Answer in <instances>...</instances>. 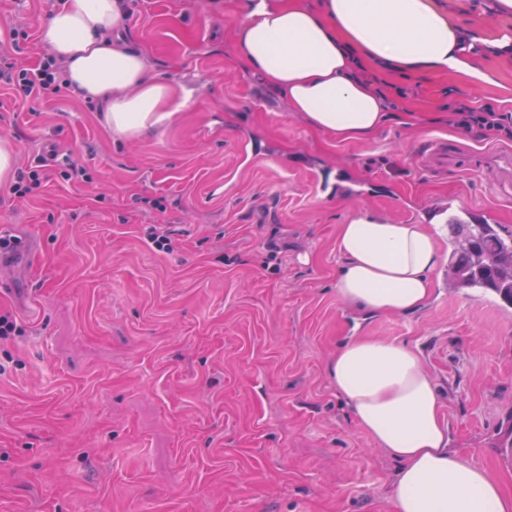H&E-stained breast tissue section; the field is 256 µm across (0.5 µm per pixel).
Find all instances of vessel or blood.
<instances>
[{
	"mask_svg": "<svg viewBox=\"0 0 512 512\" xmlns=\"http://www.w3.org/2000/svg\"><path fill=\"white\" fill-rule=\"evenodd\" d=\"M424 152L434 172L466 173L492 171L496 188L512 195V148L500 147L491 152L472 148L454 140L428 142Z\"/></svg>",
	"mask_w": 512,
	"mask_h": 512,
	"instance_id": "obj_1",
	"label": "vessel or blood"
}]
</instances>
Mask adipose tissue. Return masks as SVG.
<instances>
[{
    "label": "adipose tissue",
    "instance_id": "ef3b65f1",
    "mask_svg": "<svg viewBox=\"0 0 512 512\" xmlns=\"http://www.w3.org/2000/svg\"><path fill=\"white\" fill-rule=\"evenodd\" d=\"M127 15V0H59L38 38L77 94L101 107L104 126L134 138L172 120L192 94L150 75L145 55L120 35ZM234 44L238 62L291 111L344 141L369 138L390 117L384 96L355 77L352 53L402 71L492 80L434 0H324L319 10L305 0H247ZM336 248L344 258L336 295L364 314L418 310L448 259L430 225L372 217L340 225ZM328 374L358 427L399 463L393 512H512V493L450 448L438 388L414 349L347 336Z\"/></svg>",
    "mask_w": 512,
    "mask_h": 512
}]
</instances>
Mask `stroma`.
<instances>
[{"mask_svg":"<svg viewBox=\"0 0 512 512\" xmlns=\"http://www.w3.org/2000/svg\"><path fill=\"white\" fill-rule=\"evenodd\" d=\"M55 0H0V49L35 65ZM462 31L512 36L497 0H437ZM122 35L190 107L136 138L109 132L79 95L25 103L0 90L16 164L56 150L88 177L47 170L25 199L0 186V512H392L399 463L357 426L328 365L352 325L336 296L339 225L375 216L512 230V200L479 172L438 175L428 140L495 148L450 126L465 102L512 114V55L493 74L387 82L392 118L370 139L307 125L236 61L242 0H128ZM29 37L13 44L15 28ZM173 230L156 251L152 225ZM434 292L363 335L412 345L438 386L451 445L512 490V307L491 291Z\"/></svg>","mask_w":512,"mask_h":512,"instance_id":"obj_1","label":"stroma"}]
</instances>
